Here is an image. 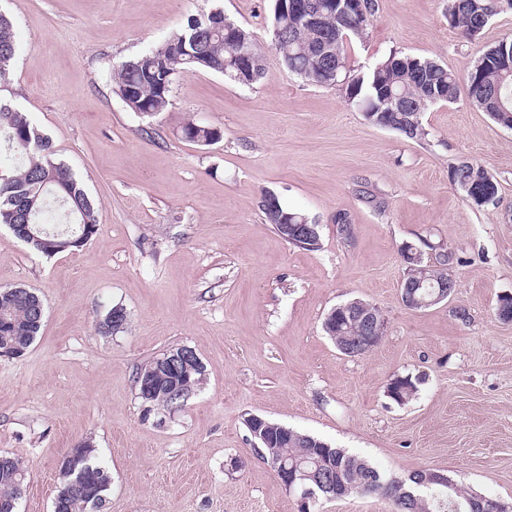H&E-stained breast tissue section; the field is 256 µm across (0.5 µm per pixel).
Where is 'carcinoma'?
Instances as JSON below:
<instances>
[{"mask_svg": "<svg viewBox=\"0 0 512 512\" xmlns=\"http://www.w3.org/2000/svg\"><path fill=\"white\" fill-rule=\"evenodd\" d=\"M497 15L493 0H448V22L473 39ZM207 17L216 19L207 23L203 18H192L187 25L169 34L155 48L121 62L114 73L117 95L134 112L155 115L165 111L171 102L175 78L187 70H207L224 74V58L229 56L224 44V13L221 10ZM322 20L315 26L300 27L286 18L272 15L271 48L286 67L306 80L315 66L316 53L330 46L332 57L327 69L347 76L345 47L352 39L360 41L367 31L353 30L346 18L322 9ZM240 37L247 43L254 64L265 69V52L252 33L241 28ZM16 52L13 23L0 14V83L8 78L9 67ZM378 71H370L349 79L351 92L346 98L362 108L370 101L379 103V92L389 90L406 102L411 112H376L383 121L400 122L396 132L410 140H421L428 135L422 123V114L436 104H450L457 100L461 88L471 101L488 113L512 114V37L501 39L475 59L464 76H459L445 65L430 58L396 54L379 62ZM184 137L193 142L221 137V131L193 122L182 129ZM0 148L11 155L12 168L0 170V224H14L22 219L20 208H25L29 223L42 228L39 239L28 243L35 252L53 257L62 253L59 246L82 233L94 237L98 232L97 208L71 170L56 160L52 140L33 125L28 115L9 103L0 101ZM451 178L461 195L477 207L494 202L498 195L495 179L474 162H461L452 169ZM43 301L33 292L20 287L0 289V352L9 357H21L41 330L43 320L34 312ZM157 391L151 406L170 408L166 389L173 380L165 373L156 377ZM417 392V385L406 376L387 387L388 396L395 402L409 400ZM298 440L275 438L273 447L260 445L258 456L269 465L280 458L299 461L305 449ZM87 459L80 462L78 471L84 473L82 486L66 500L61 512H100L111 488L109 471L98 460L97 449H87ZM339 475L334 486L336 496L345 497L355 490L364 493L382 490L392 502L394 512H471L470 503L479 499L453 484L447 489L423 487L418 499L412 500L407 491L416 484L414 472L403 484H386L377 478L378 470L364 459L343 448L337 449ZM29 468L19 460L0 456V512H16L8 508L18 503L26 490Z\"/></svg>", "mask_w": 512, "mask_h": 512, "instance_id": "carcinoma-1", "label": "carcinoma"}]
</instances>
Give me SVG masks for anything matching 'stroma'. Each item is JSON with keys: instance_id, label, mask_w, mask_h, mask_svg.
Instances as JSON below:
<instances>
[{"instance_id": "35a3bbf8", "label": "stroma", "mask_w": 512, "mask_h": 512, "mask_svg": "<svg viewBox=\"0 0 512 512\" xmlns=\"http://www.w3.org/2000/svg\"><path fill=\"white\" fill-rule=\"evenodd\" d=\"M446 7L378 0L367 38L346 46L349 67L362 74L397 52L462 74L512 34V8L470 40ZM216 9L265 47L264 77L243 85L199 70L176 77L165 112L131 111L114 66ZM272 10L273 0H0L17 34L0 97L51 138L100 221L83 247L51 258L0 224V287L46 306L26 354L0 356V455L30 466L20 512H52L59 461L85 440L112 475L101 512H299L254 451L252 414L386 476L436 469L512 507V322L495 314L512 294V129L464 94L424 113L425 139L374 126L339 87L288 71L269 48ZM190 121L220 139H184ZM464 160L494 177L496 203L478 208L456 190L451 169ZM265 191L318 222V250L266 224ZM407 243L456 254L449 303L403 306ZM353 298L379 309L385 332L349 357L322 324ZM116 306L125 328L100 331ZM180 346L202 359L204 381L174 411L147 408L137 372ZM405 376L418 391L399 404L387 386Z\"/></svg>"}]
</instances>
